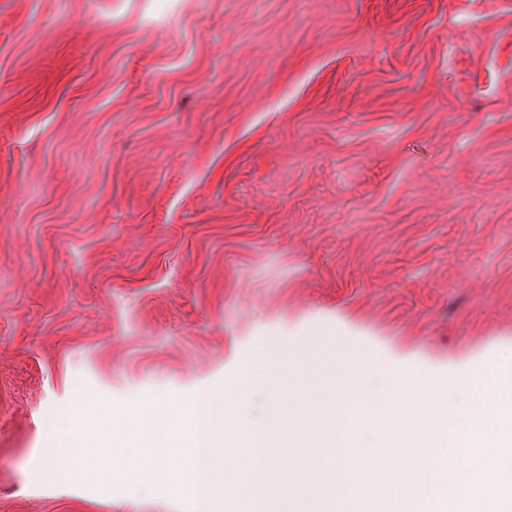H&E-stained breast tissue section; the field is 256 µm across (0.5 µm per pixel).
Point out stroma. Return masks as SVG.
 <instances>
[{"label": "stroma", "instance_id": "stroma-1", "mask_svg": "<svg viewBox=\"0 0 512 512\" xmlns=\"http://www.w3.org/2000/svg\"><path fill=\"white\" fill-rule=\"evenodd\" d=\"M345 348L380 383L512 363V0H0V512H232L41 450L229 387L246 460L268 358ZM373 427L392 492L423 425ZM41 471L44 477L52 480L60 479L69 472L66 468L65 456L53 443L43 448Z\"/></svg>", "mask_w": 512, "mask_h": 512}]
</instances>
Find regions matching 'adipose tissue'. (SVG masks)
I'll return each mask as SVG.
<instances>
[{"label": "adipose tissue", "mask_w": 512, "mask_h": 512, "mask_svg": "<svg viewBox=\"0 0 512 512\" xmlns=\"http://www.w3.org/2000/svg\"><path fill=\"white\" fill-rule=\"evenodd\" d=\"M271 365L290 383L307 390L316 419L307 445L327 450L332 459L320 498L304 500L301 512H344L343 503L354 489L353 477L371 472L379 464L375 452L359 447L356 441L359 425L372 419L377 409L370 398L368 372L351 351L338 355L334 374L326 381L281 358L272 360Z\"/></svg>", "instance_id": "adipose-tissue-1"}]
</instances>
